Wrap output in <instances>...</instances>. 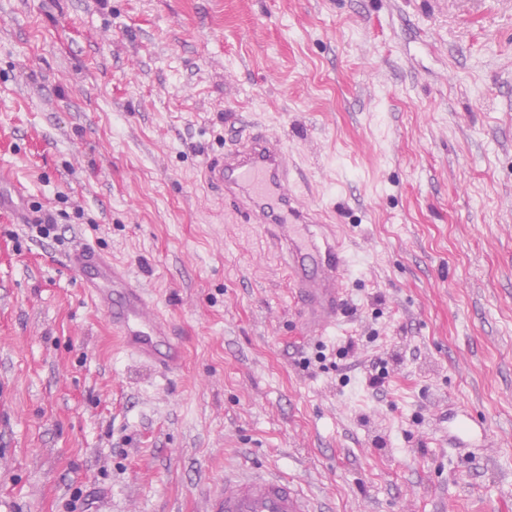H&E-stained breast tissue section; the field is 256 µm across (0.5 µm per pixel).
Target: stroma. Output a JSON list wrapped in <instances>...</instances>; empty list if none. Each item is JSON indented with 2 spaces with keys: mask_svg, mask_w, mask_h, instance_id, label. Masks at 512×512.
<instances>
[{
  "mask_svg": "<svg viewBox=\"0 0 512 512\" xmlns=\"http://www.w3.org/2000/svg\"><path fill=\"white\" fill-rule=\"evenodd\" d=\"M254 125L343 242L329 335L204 180ZM2 167L57 236L0 213V512H205L242 465L329 512H512V0H0ZM82 243L178 371L114 341ZM68 263L81 273L80 288L106 314L126 352L163 370L181 365L183 348L169 321L124 266L90 245L70 253Z\"/></svg>",
  "mask_w": 512,
  "mask_h": 512,
  "instance_id": "35a3bbf8",
  "label": "stroma"
}]
</instances>
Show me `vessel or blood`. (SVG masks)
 Returning a JSON list of instances; mask_svg holds the SVG:
<instances>
[{
    "label": "vessel or blood",
    "mask_w": 512,
    "mask_h": 512,
    "mask_svg": "<svg viewBox=\"0 0 512 512\" xmlns=\"http://www.w3.org/2000/svg\"><path fill=\"white\" fill-rule=\"evenodd\" d=\"M208 185L224 196L225 208L259 225L275 240L311 336L335 329L345 302L343 252L336 227L322 223L295 190L288 153L275 137L253 129L203 165ZM81 274L80 287L102 310L123 349L161 369L182 363L183 348L169 321L127 269L93 246L68 256ZM208 512H318L287 477L259 470L230 472Z\"/></svg>",
    "instance_id": "1"
}]
</instances>
